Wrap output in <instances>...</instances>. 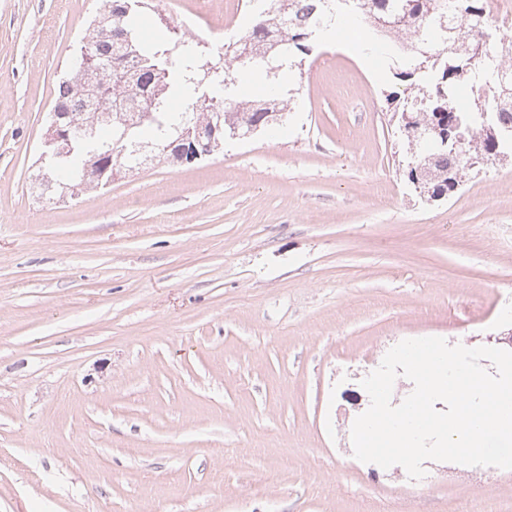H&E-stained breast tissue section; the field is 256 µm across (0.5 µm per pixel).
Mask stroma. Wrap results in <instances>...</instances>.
<instances>
[{
  "label": "stroma",
  "mask_w": 512,
  "mask_h": 512,
  "mask_svg": "<svg viewBox=\"0 0 512 512\" xmlns=\"http://www.w3.org/2000/svg\"><path fill=\"white\" fill-rule=\"evenodd\" d=\"M150 0L215 53L249 0ZM102 0H0V512H512V470L357 460L405 339L512 329V156L409 183L395 65L320 34L282 126L59 198L47 114Z\"/></svg>",
  "instance_id": "obj_1"
}]
</instances>
